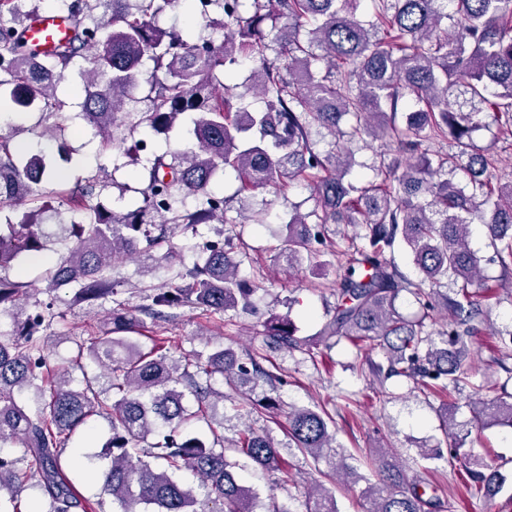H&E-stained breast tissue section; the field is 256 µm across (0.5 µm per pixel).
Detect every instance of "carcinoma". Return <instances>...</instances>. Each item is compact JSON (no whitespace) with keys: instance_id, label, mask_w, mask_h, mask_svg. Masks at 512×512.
<instances>
[{"instance_id":"carcinoma-1","label":"carcinoma","mask_w":512,"mask_h":512,"mask_svg":"<svg viewBox=\"0 0 512 512\" xmlns=\"http://www.w3.org/2000/svg\"><path fill=\"white\" fill-rule=\"evenodd\" d=\"M243 2L194 0L195 26L183 31L159 25L176 0H62L70 33L46 54L27 38L41 0H0V89L9 91L4 107L13 114L32 107L40 112L39 136L61 138L58 119L67 102L59 88L81 60V115L103 149L115 148L123 158L113 170L138 165L148 151L145 139L115 143L131 102L143 104L140 123L155 135L167 142L175 133L187 138L186 146L154 155L141 176L140 203L123 213L99 202L110 185L104 169L70 187L50 155H23L0 135V213L27 206L18 221L5 218L7 230H0V272L22 254L43 251L45 217L74 204L79 217L59 225L73 246L48 272L47 290H72V305L112 303L99 334L74 340L70 365L48 379L39 333L58 317L54 302L0 275V307L16 308L15 330L0 336V447L18 443L36 464L29 475L16 460L0 457V491H11L0 498V512H21L30 476L46 498L45 512L92 510L59 448L94 416L111 425L102 492L118 512H255L257 493L240 480L227 451L267 471L286 466L283 448L311 459L317 472L326 465L347 487L365 483L362 512L445 508L440 496L424 497L399 454L384 445L374 448L362 472L361 460L340 451L333 418L318 405L288 406L286 443L252 426L225 438L224 421L212 415L224 393L209 391L208 382L219 375L246 400L261 387L256 406L277 410L278 367L260 361L280 350L308 354L313 345L331 349L346 342L362 356L379 352L384 362L370 360L368 367L380 396L389 395L392 377L450 393L468 388L472 427L512 428V394L484 399L472 382L469 341L486 319L492 287L467 241L471 225H485L489 261L512 269V180L491 174L493 159L473 144L484 111L494 112L500 131L512 136V0H372L371 21L357 14L358 0H252L249 14ZM447 4L454 6L450 14ZM447 19L454 23L448 34L442 31ZM273 48L283 64L266 58ZM247 58L256 65L235 96L224 77ZM145 60L153 63L151 78L145 95L135 98ZM249 94L261 108L249 109ZM321 129L337 141L326 152L311 140ZM378 140L392 148L375 154L371 165L384 179H347L356 150ZM443 141L459 152L431 149ZM228 169L243 191L278 193L290 181L312 187L314 208L293 213L285 224L288 267L303 259L322 266L329 224L356 229L353 253L336 279V306L314 338L298 337L289 316L271 314L262 321L266 353L241 357L221 347L181 362L154 339L140 342L145 318L166 319L185 305L209 316L240 308L259 313L251 297L261 285L241 274L247 253L229 238L199 232L202 224L236 223L224 216V196L211 190ZM178 194L194 197L195 208L178 209ZM187 233L197 239L190 265L173 243ZM400 247L410 254L414 279L393 261ZM120 256L147 268H174L176 278L145 295L144 305L129 308L112 276ZM449 282L450 294L441 291ZM404 292L417 305L410 315L396 306ZM439 307L449 316L442 331L428 325ZM85 359L102 369L104 389L90 380L72 387L71 372L84 369ZM27 390L38 395L32 409L18 400ZM439 416L450 447L464 445L468 433L456 427L454 414ZM193 422L205 423L212 441L186 434ZM457 462L470 492L489 499L498 493V470L475 456L449 454L448 464ZM183 471L197 487L180 479ZM305 501L306 512H339L333 492L321 484Z\"/></svg>"}]
</instances>
